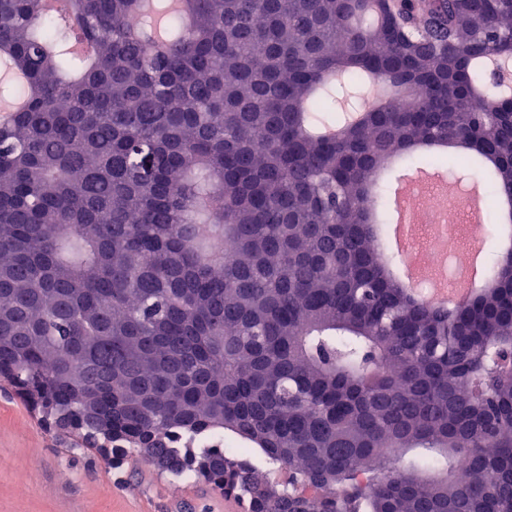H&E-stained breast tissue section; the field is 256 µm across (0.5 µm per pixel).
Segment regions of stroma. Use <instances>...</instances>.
I'll return each mask as SVG.
<instances>
[{"mask_svg": "<svg viewBox=\"0 0 512 512\" xmlns=\"http://www.w3.org/2000/svg\"><path fill=\"white\" fill-rule=\"evenodd\" d=\"M177 499L183 512H224L196 478L159 475L135 455L115 466L101 450L59 439L0 382V512H173Z\"/></svg>", "mask_w": 512, "mask_h": 512, "instance_id": "obj_1", "label": "stroma"}]
</instances>
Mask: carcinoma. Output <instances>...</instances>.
<instances>
[{"instance_id":"1","label":"carcinoma","mask_w":512,"mask_h":512,"mask_svg":"<svg viewBox=\"0 0 512 512\" xmlns=\"http://www.w3.org/2000/svg\"><path fill=\"white\" fill-rule=\"evenodd\" d=\"M136 2L0 0L27 78L0 96L28 99L0 126V370L61 419L92 385L112 456L155 445L250 512H512V379L487 376L512 254L450 314L387 275L364 207L395 155L480 158L512 197V90L477 96L474 65L512 60V0H180L160 45ZM226 437L288 483L197 447Z\"/></svg>"}]
</instances>
